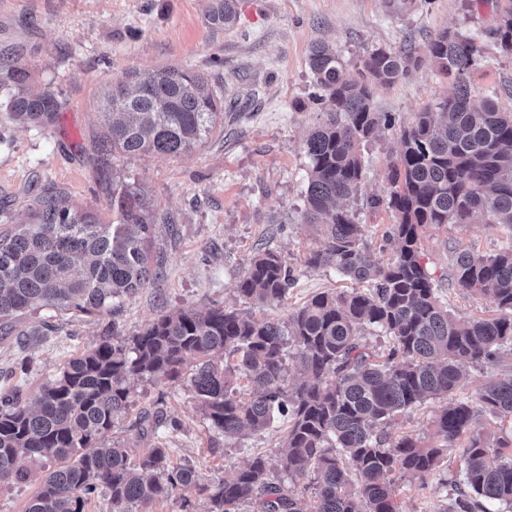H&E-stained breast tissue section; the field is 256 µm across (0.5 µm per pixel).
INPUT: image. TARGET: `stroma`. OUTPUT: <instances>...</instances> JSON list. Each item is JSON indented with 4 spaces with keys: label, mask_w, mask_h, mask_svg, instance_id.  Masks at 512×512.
<instances>
[{
    "label": "stroma",
    "mask_w": 512,
    "mask_h": 512,
    "mask_svg": "<svg viewBox=\"0 0 512 512\" xmlns=\"http://www.w3.org/2000/svg\"><path fill=\"white\" fill-rule=\"evenodd\" d=\"M209 0H0V58L17 60L37 90L60 94L59 115L47 127L15 124L0 88V222H24L43 193L67 195L106 224L119 215L112 206V177L144 186L158 217L151 261L161 273L111 311L58 313L41 309L20 317L17 335L0 339V389L19 388L35 402L42 386L73 358L118 333L131 337L160 315L178 309L206 310L253 306L235 293L237 282L257 252L270 250L292 267L297 278L280 305L263 307L282 317L314 294L351 287L336 269H312L305 258L319 249L318 227L303 218L309 159L305 134L321 115L309 67L310 48L328 44L346 62L357 63L374 49L410 46L424 54L441 30L474 39L479 53L470 74L474 100L497 95L512 105V55L493 34L497 0H239V17L230 29L211 28ZM168 67L204 74L226 102L224 120L203 143L176 158L122 155L109 164L94 158L102 134L101 93L127 71ZM453 91L451 79L423 64L390 87L377 88V111L390 112L397 126L381 130L363 144L362 186L348 206L381 262L394 260L397 243L382 234L392 213L368 204L388 188L390 164L397 157L399 129L416 112ZM512 247V229L474 220L469 224L426 227L420 237V262L451 314L488 318L493 310L479 295L453 280L456 252L489 256ZM42 330L29 337L31 328ZM466 386L456 399L474 410L471 429L489 446L512 441V418L485 412L478 394L491 374L512 372V353L495 367L470 364ZM444 399H431L394 416L392 437L434 440L435 420ZM177 417L176 430L140 436L146 419ZM285 429L241 439H224L201 414L189 381L168 384L139 380L134 402L118 417L105 443L129 448L139 457L148 448H168L174 466L191 465L209 487L244 466L255 455H275ZM466 439L450 443L440 467L426 485L399 473L391 489L399 512H444L451 482L463 481Z\"/></svg>",
    "instance_id": "1"
}]
</instances>
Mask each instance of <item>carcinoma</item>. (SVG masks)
Masks as SVG:
<instances>
[{"mask_svg":"<svg viewBox=\"0 0 512 512\" xmlns=\"http://www.w3.org/2000/svg\"><path fill=\"white\" fill-rule=\"evenodd\" d=\"M237 4L209 0L208 24L232 27ZM494 36L512 55V0ZM426 50L422 58L410 48H379L354 66L322 44L309 53L323 117L303 144L310 161L304 217L323 221L325 240L307 265L332 267L372 287L320 292L284 318H259L226 306L179 309L129 341L114 336L70 360L41 388L33 407L14 391L0 396V484L25 480L28 462H54L25 512H84L99 492L108 495L112 512H129L191 488L209 493L211 512H239L244 504L257 512H399L388 477L398 471L424 481L446 445L465 435V483L452 487L450 512H491L493 502L512 509V455L505 452L512 441L491 448L468 435V401L440 411L432 444L410 437L392 442L384 430L396 414L461 390L465 365H493L502 348L512 347V250L488 257L462 251L456 257V285L502 312L488 319L450 316L419 256L427 225L466 224L481 215L488 224L512 228V111H502L492 97L472 103L474 40L443 30ZM426 60L453 79L454 92L439 111L417 113L401 131L389 188L371 199L372 206L396 214L385 237L399 250L384 265L367 246L364 225L342 201L362 183L360 144L394 125L390 113L376 110L375 87L397 82ZM0 85L8 89L15 122H55V94L33 89L17 63L0 59ZM99 115L101 158L175 157L223 120L224 98L196 71H131L103 93ZM112 204L119 223L103 224L60 194L45 195L27 223L0 233L1 336L11 335L16 318L41 308L109 310L157 278L159 269L149 264L156 216L146 191L115 179ZM295 284L281 257L263 251L235 291L254 305L273 306ZM367 326L391 337L382 361L362 341ZM291 350L301 365L293 383ZM190 367L198 407L224 438L286 419L283 468L296 480L310 479L312 501L271 481L263 455L211 492L194 468L169 467L167 448H152L135 461L118 444L98 445L133 402L134 379L173 382ZM479 401L491 414L512 416V374L488 381Z\"/></svg>","mask_w":512,"mask_h":512,"instance_id":"obj_1","label":"carcinoma"}]
</instances>
